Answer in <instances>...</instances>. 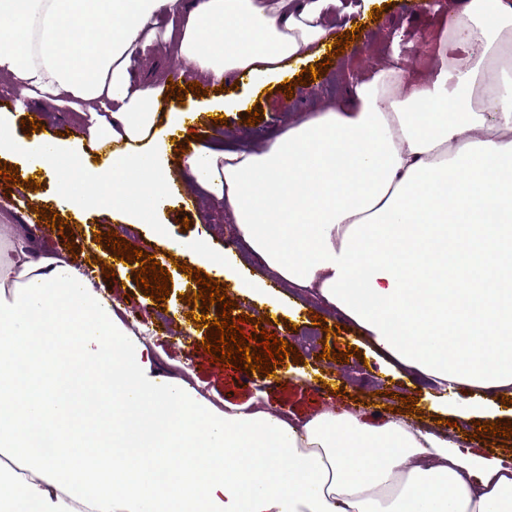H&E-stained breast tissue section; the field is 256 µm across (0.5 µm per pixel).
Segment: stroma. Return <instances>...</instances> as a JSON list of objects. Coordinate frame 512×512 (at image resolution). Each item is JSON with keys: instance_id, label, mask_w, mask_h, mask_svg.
<instances>
[{"instance_id": "stroma-1", "label": "stroma", "mask_w": 512, "mask_h": 512, "mask_svg": "<svg viewBox=\"0 0 512 512\" xmlns=\"http://www.w3.org/2000/svg\"><path fill=\"white\" fill-rule=\"evenodd\" d=\"M403 2L377 0L382 8L380 17L370 14L362 17L356 39L343 54L332 57L315 86L297 83L288 91L284 86L275 84L270 90L264 91L253 88L248 79L237 75L231 83L225 84L223 91L211 90L200 96L190 90L193 83L190 74H183L176 82L186 90L184 110H203L224 95L240 96L249 101L248 110L227 113L226 123L205 119L203 126L196 131L197 143L263 149L303 115L323 112L339 105L349 80L371 78L375 72L372 61L383 54L398 56L401 67L409 75H426V65L414 59L412 49L418 43L428 49L436 44L460 0H434L433 4L412 15L403 13ZM41 108L47 117L40 129H31L17 120L13 123L15 133L32 140L40 133L60 132L65 141L76 144V125L70 118L68 107L45 102ZM252 111L258 113L259 120L250 125L246 118ZM178 143V137H170L167 154L176 189L151 216V222L158 224L162 230L160 237H148L145 225L119 226L91 210L79 213L56 211L50 199L56 192L57 181L45 173L37 175L38 186L28 196L0 189V237L30 241L32 249L39 254L71 260L77 266L95 273L115 263L111 248L94 240L95 234L100 232L105 234L114 229L120 230L126 242L154 255L161 267L171 275L165 300L158 302L145 295L143 286L136 283L138 265L134 262L123 263L122 274L112 276L110 297L124 307L128 321L147 332L148 342L161 348V369L185 380L214 403L228 401L244 404L259 396L275 412L292 411L304 416L333 407L356 409L369 414H382L387 408L393 407L397 409L399 417L422 422L434 433L468 441L477 437L496 451L512 453V438H506L503 434L479 432L477 425L470 421L453 427L444 424V414L432 399L430 388L419 373H401L389 369L383 355L342 314L318 305L308 294L288 287L248 250L236 254L235 270L240 276L262 280L266 295L250 298L236 288L234 280H227V298L235 303L232 313L236 316L267 317L268 333L276 334L291 344L293 349L301 350L303 360L299 363L288 360L276 366V375L272 378L262 372H252L245 385L225 377L223 369L210 362L202 348L206 332L194 324L195 318L202 313L199 303L187 304L181 299L182 294L188 291V275L176 267L179 255L170 243L193 239L207 231L213 236L214 251L220 253L226 240L235 238L236 233L223 210L216 208L208 197L194 194L192 185L182 179ZM189 193L194 196V204L187 208L183 202ZM29 198L39 202L48 214H61L66 222L64 229H54L44 221L36 226L24 223L25 201ZM321 316L326 319L322 325L317 322ZM166 323L191 331V344L185 345L176 337L164 335L162 326ZM310 333L320 335L331 352L336 353L351 346L355 353L349 360H334L329 367L318 364L314 353L301 349V337ZM409 398L414 401L410 407L405 404Z\"/></svg>"}]
</instances>
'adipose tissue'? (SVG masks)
<instances>
[{
    "instance_id": "ef3b65f1",
    "label": "adipose tissue",
    "mask_w": 512,
    "mask_h": 512,
    "mask_svg": "<svg viewBox=\"0 0 512 512\" xmlns=\"http://www.w3.org/2000/svg\"><path fill=\"white\" fill-rule=\"evenodd\" d=\"M372 0H0V79L73 110L77 149L0 113V157L53 172L62 210L144 224L170 190L166 85L132 57L221 83L284 78ZM424 78L397 65L264 150L181 168L290 287L336 308L461 420L512 388V0H462ZM430 111L416 110L419 102ZM84 159L76 167V159ZM0 512H512V458L403 418L217 407L163 373L121 304L70 261L0 248Z\"/></svg>"
}]
</instances>
